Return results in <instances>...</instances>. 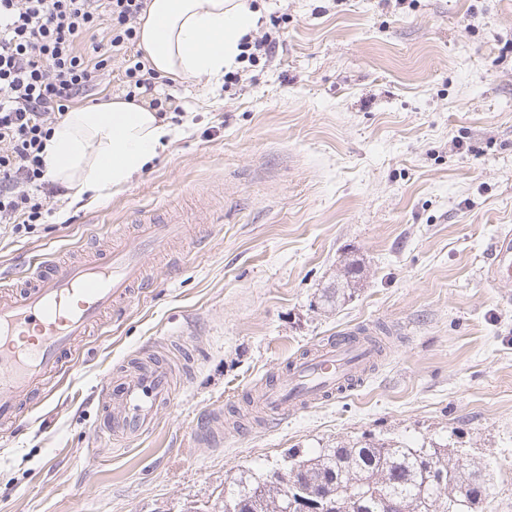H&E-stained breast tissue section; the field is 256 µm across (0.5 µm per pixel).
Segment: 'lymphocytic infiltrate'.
<instances>
[{"instance_id": "1", "label": "lymphocytic infiltrate", "mask_w": 512, "mask_h": 512, "mask_svg": "<svg viewBox=\"0 0 512 512\" xmlns=\"http://www.w3.org/2000/svg\"><path fill=\"white\" fill-rule=\"evenodd\" d=\"M147 0H0V224L29 233L43 223L44 146L66 112L120 59L126 98L159 116L179 113L136 48Z\"/></svg>"}]
</instances>
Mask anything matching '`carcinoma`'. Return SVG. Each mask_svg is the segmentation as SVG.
Masks as SVG:
<instances>
[{"label": "carcinoma", "instance_id": "obj_1", "mask_svg": "<svg viewBox=\"0 0 512 512\" xmlns=\"http://www.w3.org/2000/svg\"><path fill=\"white\" fill-rule=\"evenodd\" d=\"M361 267L344 266L340 286L328 290L332 306L358 287ZM290 465L270 477L242 473L224 490V512H287L282 489L291 482L326 512H390L393 499L408 512H484L487 475L446 448H410L398 441L366 437L319 452L288 450ZM471 495L462 497V490Z\"/></svg>", "mask_w": 512, "mask_h": 512}]
</instances>
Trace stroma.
Returning <instances> with one entry per match:
<instances>
[{
  "label": "stroma",
  "instance_id": "stroma-1",
  "mask_svg": "<svg viewBox=\"0 0 512 512\" xmlns=\"http://www.w3.org/2000/svg\"><path fill=\"white\" fill-rule=\"evenodd\" d=\"M285 47L236 84L161 90L195 125L95 205L50 198L29 234L0 224V275L178 218L182 249L94 328L45 403L0 431V512H224V486L288 449L364 435L459 449L512 512V283L485 276L512 230V0H255ZM354 295L322 294L348 260ZM382 331L361 386L254 424L253 384L341 332ZM149 357L173 400L131 442L99 437L101 388ZM226 428L204 439L209 412Z\"/></svg>",
  "mask_w": 512,
  "mask_h": 512
}]
</instances>
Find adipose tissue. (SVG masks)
Segmentation results:
<instances>
[{"label": "adipose tissue", "instance_id": "1", "mask_svg": "<svg viewBox=\"0 0 512 512\" xmlns=\"http://www.w3.org/2000/svg\"><path fill=\"white\" fill-rule=\"evenodd\" d=\"M260 19L247 0H150L138 47L172 82L218 79L236 65L241 40ZM179 132L143 103L122 97L74 109L46 143L47 174L75 200L95 203L131 183Z\"/></svg>", "mask_w": 512, "mask_h": 512}]
</instances>
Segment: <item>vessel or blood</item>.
I'll list each match as a JSON object with an SVG mask.
<instances>
[{
	"mask_svg": "<svg viewBox=\"0 0 512 512\" xmlns=\"http://www.w3.org/2000/svg\"><path fill=\"white\" fill-rule=\"evenodd\" d=\"M184 233L178 222L147 221L138 249L36 262L0 286V428L15 427L27 405L72 361L91 328L143 284L148 259ZM486 279L512 282L511 233L495 239ZM369 334L366 328L349 331L290 359L285 380L252 389V407L281 417L351 390L378 347ZM170 395V376L158 365L117 372L104 388L99 434L123 441L147 433Z\"/></svg>",
	"mask_w": 512,
	"mask_h": 512,
	"instance_id": "b4317fda",
	"label": "vessel or blood"
}]
</instances>
